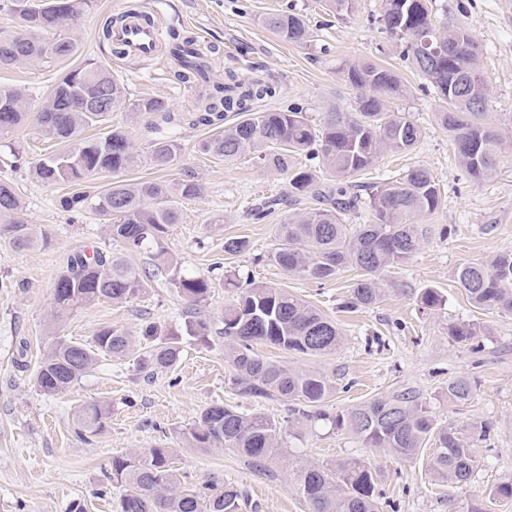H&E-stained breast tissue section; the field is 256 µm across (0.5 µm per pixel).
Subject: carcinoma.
I'll list each match as a JSON object with an SVG mask.
<instances>
[{"mask_svg": "<svg viewBox=\"0 0 512 512\" xmlns=\"http://www.w3.org/2000/svg\"><path fill=\"white\" fill-rule=\"evenodd\" d=\"M429 2L385 0V29L400 42V59L421 73L447 104L435 113V119L454 135L460 166L472 180L485 181L497 173L503 134L486 112L489 87L478 48L461 22L439 32ZM22 3L23 24L14 31H0V69L18 64L49 69L72 58L78 46L62 34V27L91 11L95 0H11L13 6ZM120 21L109 17L101 28V37L115 56L126 55L123 47L112 42V28ZM262 24L286 42L304 44L311 37L304 19L296 13H272ZM427 39L442 40L448 54L426 55L423 43ZM172 40L178 79L188 84L207 81L209 66L195 48V38L174 32ZM339 74L355 93L354 111L331 110L318 130L298 106L265 109L253 105L256 99L272 96V90L260 86L237 94L233 75L199 96L191 124L222 127L200 143L202 153L227 162L251 154L264 166L288 174V194L307 195L323 203L310 212L286 215L276 225L275 247L258 260L315 282L332 281L341 272L356 269L360 275L350 287L348 303L369 308L381 297V273L404 265L420 249L426 233L420 221L437 209L441 188L430 171L418 166L400 178L369 183L363 195L352 191L356 174L370 168L385 151L414 149L422 130L410 118L389 113V100L404 91L395 70L351 58L342 61ZM84 85L102 86V93L118 107L129 102L123 80L112 68L93 59L63 71L41 97L21 85H0V142L26 126L62 144L59 151L34 164L39 181L78 185L101 173L113 176L112 182L95 194L76 192L59 199V206L67 212L86 210L99 216L109 237L119 241L124 251L66 254L53 284V318L60 321L100 300L126 302L159 275L190 305H201L213 288L212 279L182 273L166 246L169 226L180 223L175 198L198 194L194 171L185 169L174 181L120 178L141 165L171 168L181 154V144L172 136L159 135L149 141L145 151L135 150L126 130L109 125L112 108L95 111L76 95L75 89ZM40 102L50 103V111H31ZM131 109L137 114H157L165 124L175 121L169 104L161 98L139 99L131 103ZM229 112L235 113L237 120L226 124L224 117ZM93 126L104 127V132L85 136ZM302 154L309 161H318L333 182L322 181L305 164L298 165L297 157ZM21 209L12 182L1 178L0 232L14 246L27 249L39 239L17 218ZM361 210L367 213L364 223H344L345 216ZM129 252L148 255L153 269L131 264ZM455 280L472 306L512 313V251L500 252L488 263L459 267ZM185 328L200 341L210 336L209 324L196 311L190 313ZM222 335L224 358L234 371L241 395L295 401L294 413L299 418L326 422L336 433L356 439L361 447L382 448L401 460H413L432 445L428 471L440 482L465 484L477 468L479 443L487 435L485 426L476 422L441 426L430 403L413 391L330 412L326 403L336 391V382L329 374L261 357L254 350L259 343L312 357L331 355L340 347L342 334L336 324L302 298L275 286L254 284L224 309ZM476 335V327L468 322L448 327V336L457 343L469 344ZM133 355L139 368L152 375L173 367L180 348L169 342L138 354L134 338L112 326L97 329L89 344L58 336L42 355L34 385L53 396L68 389L100 358L122 360ZM474 390L475 382L466 376L448 380V400L457 404L471 403ZM109 415L110 408L102 403L86 404L78 411L84 431L91 435L103 428ZM281 440L280 425L268 416L222 404L205 408L185 433L188 447L231 450L263 475L269 473L267 461L278 453ZM173 452L172 448L157 447L112 457L108 483L97 495L110 494L108 484L115 482L124 488L119 512H242L245 494L232 483L206 480L199 487L183 486L173 465ZM376 478V470L364 459L350 458L336 464H303L290 473V485L307 512H379Z\"/></svg>", "mask_w": 512, "mask_h": 512, "instance_id": "carcinoma-1", "label": "carcinoma"}]
</instances>
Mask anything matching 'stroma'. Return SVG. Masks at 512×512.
Masks as SVG:
<instances>
[{
	"label": "stroma",
	"mask_w": 512,
	"mask_h": 512,
	"mask_svg": "<svg viewBox=\"0 0 512 512\" xmlns=\"http://www.w3.org/2000/svg\"><path fill=\"white\" fill-rule=\"evenodd\" d=\"M138 2L163 28L193 35L201 51L212 52L213 80H223L231 71L245 81L268 84L276 90L269 105L302 107L315 126L332 107L352 108L354 95L337 74L344 59H371L396 70L405 92L393 100L391 110L417 122L422 139L412 151L383 153L357 179L378 182L422 166L439 183L441 203L424 219L429 233L419 251L404 266L382 274L379 302L350 310L343 301L355 272L321 283L255 259L274 247L275 226L286 214L315 208V200L289 197L287 176L252 156L227 162L202 154L198 144L215 134V127L184 123L171 130L182 146L179 167L158 171L141 166L125 177L171 180L178 177L180 167L195 171L200 192L179 199L181 221L171 225L167 246L182 273L214 281L202 307L213 330L209 343L200 344L187 335V303L163 279L130 301L102 300L54 325L52 286L62 257L92 248L118 252L122 246L94 214L58 207V197L72 191V184L47 185L32 171L41 155L57 149V142L19 130L16 139L23 158L15 160L8 148H1L0 178L13 183L22 201L21 219L47 242L21 250L0 237V512H69L76 500L84 501L88 512H116L121 488L102 498L94 494L106 479L112 457L144 453L158 445L174 449L182 484L208 479L237 484L248 496L243 512H304L285 469L305 462L364 459L378 473L382 512H466L497 484L512 481V314L473 308L454 280L459 266L512 250V143L501 153L497 176L482 182L466 176L450 133L435 119L441 100L430 83L400 59L398 41L384 28V0H358L354 11L344 16L326 10L319 0ZM503 2L432 0V7L438 25L460 19L469 27L491 89L487 110L512 134V9H505ZM128 4L129 0H97L93 10L68 26L78 43V61L95 59L111 65L126 84L130 100L156 97L174 111L186 109L194 91L174 78L170 62L161 57L113 59L101 46L104 21ZM286 8L305 19L312 33L308 43L286 42L262 26L266 14ZM271 195L282 196V205L264 220H254L249 214L252 205ZM228 237L247 240L249 249L225 253ZM228 278L233 287H225ZM252 283L300 296L338 324L342 343L326 357L257 346L271 360L325 370L336 382L330 409L411 390L430 401L439 424L487 425L480 464L468 483H436L426 473V456L404 462L381 449L360 447L324 422L292 419L291 402L241 395L224 359L221 330L225 307ZM429 288L442 297L441 306L431 310L420 303ZM457 322L480 326L471 345L449 337V324ZM103 326L129 331L141 350L177 342L181 357L173 368L150 378L132 360L104 358L66 391L47 396L35 388L33 374L56 337L87 343ZM456 376L475 380L470 404L449 401L446 387ZM93 402L108 404L111 413L104 428L84 440L78 435L76 410ZM216 403L282 422L284 453L270 461V475L257 473L232 451L187 447L184 430Z\"/></svg>",
	"instance_id": "35a3bbf8"
}]
</instances>
